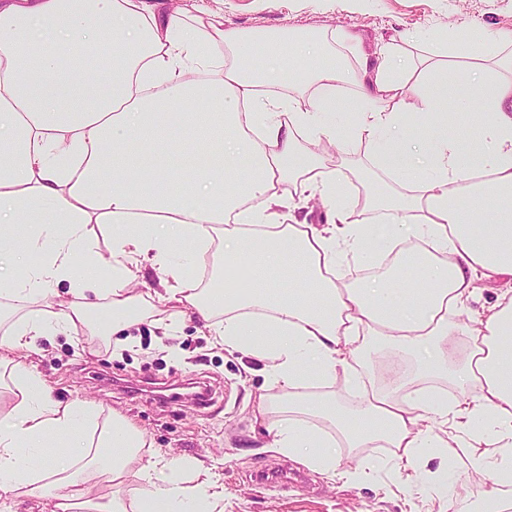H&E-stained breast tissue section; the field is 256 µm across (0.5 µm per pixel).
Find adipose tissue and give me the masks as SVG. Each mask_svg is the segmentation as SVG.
I'll return each mask as SVG.
<instances>
[{
  "label": "adipose tissue",
  "mask_w": 512,
  "mask_h": 512,
  "mask_svg": "<svg viewBox=\"0 0 512 512\" xmlns=\"http://www.w3.org/2000/svg\"><path fill=\"white\" fill-rule=\"evenodd\" d=\"M436 41L439 59L415 70L402 45L371 59L341 29L249 36L217 13L157 15L148 0H0V265L13 269L0 293L25 310L0 349L75 330L92 297L112 310L110 335L127 330L144 302L130 284L147 261L165 276L167 329L194 315L216 345L266 363L285 390L290 418L271 427L281 454L332 477L340 447L448 456L449 425L501 449L495 481L511 485L512 296L465 303L477 282L512 277V80L499 76L512 71V31ZM453 57L466 58L468 77L449 78ZM274 66L298 95L269 94ZM340 84L357 101L347 130L334 120ZM303 138L373 147L374 167L394 182L366 197L383 225L352 220L342 169H323ZM212 154L216 163L191 170L175 163ZM316 194L334 202V221H293L294 197ZM90 224L125 230L105 280L78 272ZM215 231L222 285L202 291L193 262ZM412 237L435 257L401 249ZM386 250L397 253L390 275L345 281V258L370 265ZM63 281L71 301L42 307ZM373 342L415 353L425 380L463 352L459 378L475 400H448L386 364L378 382L361 383ZM339 375L355 383L356 406L317 392ZM10 380L20 399L0 419V497L50 487L58 512H217L224 494L208 470L142 463V434L117 414L88 446L93 406L54 401L21 365ZM52 437L64 444L47 457ZM94 479L133 481L139 494L99 502Z\"/></svg>",
  "instance_id": "obj_1"
}]
</instances>
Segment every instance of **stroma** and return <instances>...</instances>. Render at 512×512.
I'll list each match as a JSON object with an SVG mask.
<instances>
[{"label": "stroma", "instance_id": "1", "mask_svg": "<svg viewBox=\"0 0 512 512\" xmlns=\"http://www.w3.org/2000/svg\"><path fill=\"white\" fill-rule=\"evenodd\" d=\"M162 10L192 8L218 12L224 27L243 34L314 36L344 28L357 36L365 55L383 43L401 41L406 59L419 65L436 48L437 33L475 25L512 31V0H157ZM321 163L343 161L347 202L358 208L359 175L371 171V149L353 143L347 154L322 143ZM149 287L135 345L97 330L109 318L105 307L89 313L75 333L37 338L32 347L11 353L15 362L40 373L61 403L87 401L97 406L99 423L119 414L139 428L147 442L143 457L174 456L211 470L224 485L223 512H479L489 498L512 500V490L496 488L492 463L498 453L485 446L459 448L442 460L430 455L416 466L424 484L407 492L405 472L390 448H342L340 470L373 458L378 469L365 480L330 481L307 471L306 483L261 486L253 473L298 464L278 454L267 425L285 419L284 410L260 413L261 402L281 397L265 363L213 345L208 329L184 319L169 335L157 334L166 319L159 295L161 274L143 265L138 275Z\"/></svg>", "mask_w": 512, "mask_h": 512}]
</instances>
